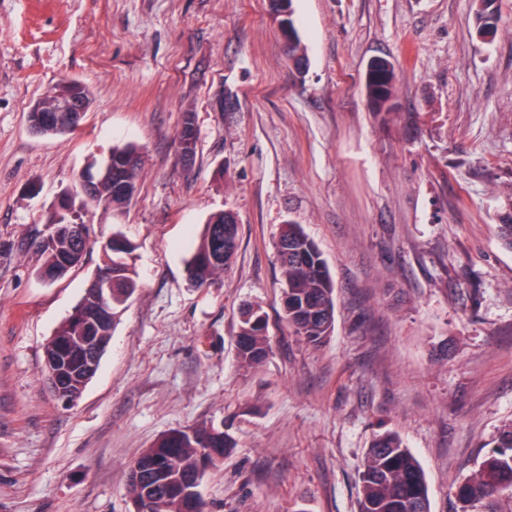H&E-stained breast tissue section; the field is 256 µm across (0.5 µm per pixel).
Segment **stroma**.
Returning <instances> with one entry per match:
<instances>
[{
	"mask_svg": "<svg viewBox=\"0 0 512 512\" xmlns=\"http://www.w3.org/2000/svg\"><path fill=\"white\" fill-rule=\"evenodd\" d=\"M496 4L481 38L471 0H293L299 71L267 0H0V512H133V460L203 421L236 441L204 480L205 512H357L384 431L423 466L432 512H455L452 487L512 421V252L497 235L512 212V0ZM376 59L397 75L384 111L365 89ZM64 80L93 92L81 129L32 134L30 106ZM126 143L137 197L85 221L135 244L139 287L63 409L43 346L102 256L46 282L31 242L87 161ZM228 209L238 254L192 286L188 234ZM289 221L335 285L317 349L282 318L274 241ZM246 306L273 346L252 369L234 345ZM182 141V145L184 146V150L188 151L190 159L196 154L197 147V135L195 129V120L192 112H185L183 122L180 130L176 136V147L179 155L182 156L183 159L186 160V154L181 153V149L179 147V141Z\"/></svg>",
	"mask_w": 512,
	"mask_h": 512,
	"instance_id": "1",
	"label": "stroma"
}]
</instances>
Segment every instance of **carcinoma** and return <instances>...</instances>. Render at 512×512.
Returning a JSON list of instances; mask_svg holds the SVG:
<instances>
[{
    "instance_id": "obj_1",
    "label": "carcinoma",
    "mask_w": 512,
    "mask_h": 512,
    "mask_svg": "<svg viewBox=\"0 0 512 512\" xmlns=\"http://www.w3.org/2000/svg\"><path fill=\"white\" fill-rule=\"evenodd\" d=\"M476 31L486 37L494 34L500 22L493 0H475ZM269 10L279 24L288 55L296 68L304 66L302 47L292 0H268ZM395 83L393 66L385 60L370 65L366 89L371 103L384 107L391 99ZM80 100L91 104L89 88L75 80H66L51 88L41 99L48 111L61 102ZM176 140L189 155L196 154L197 135L194 115L184 114ZM108 168L107 176L97 180L89 199L76 201L65 190L59 201L51 203L44 224L53 226L32 241L40 257L38 274L57 272L65 275L84 263L90 249L80 231L84 211L90 207L119 211L138 194L141 156L132 145L115 146L109 155L94 160L82 170L93 174ZM277 260L283 281V318L293 334L311 348L323 346L335 328L336 295L328 265L317 243L300 224L280 225L276 243ZM239 249V224L230 210L210 214L199 234L193 236L184 260L189 281L195 286L208 285L227 272ZM103 265L97 274L112 280V316H105L100 297L88 287L79 303L55 329L44 346V355L57 363V382L68 391L80 383L88 356L86 339L98 342L100 354L109 347L112 332L138 288L132 263L134 243L120 230L112 231V241L100 244ZM240 365L253 368L272 353L268 335V317L260 308L248 307L240 314L235 336ZM491 449L482 457L478 468L454 489L455 512H496V501L512 497V421L497 429L490 441ZM235 443L231 435L213 423L191 427L178 441L166 433L139 455L146 464L159 458V469L141 485H128L132 494L146 495L148 512H185V499L178 487L195 489L205 473L200 470L201 457L207 451L219 456V467L230 455ZM360 495L358 512H431L424 469L415 455L394 432L375 436L366 452L358 474Z\"/></svg>"
}]
</instances>
